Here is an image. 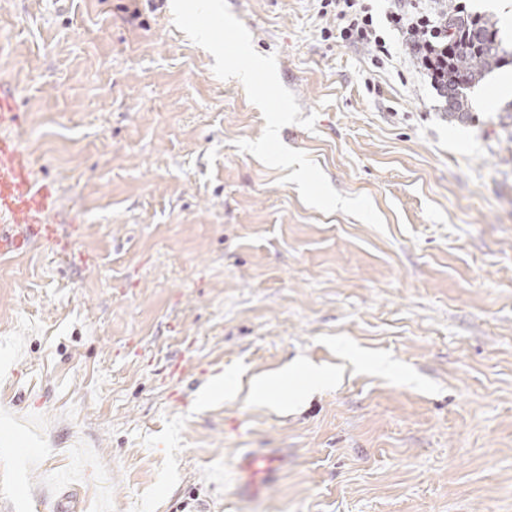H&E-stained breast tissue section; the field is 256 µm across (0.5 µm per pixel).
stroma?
I'll return each mask as SVG.
<instances>
[{
  "instance_id": "1",
  "label": "stroma",
  "mask_w": 512,
  "mask_h": 512,
  "mask_svg": "<svg viewBox=\"0 0 512 512\" xmlns=\"http://www.w3.org/2000/svg\"><path fill=\"white\" fill-rule=\"evenodd\" d=\"M227 4L316 117L282 142L386 229L237 148L262 113L171 0H0V137L59 224L0 257V512H512V98L488 73L451 122L317 0ZM299 362L341 379L200 401ZM253 451L284 463L246 497Z\"/></svg>"
}]
</instances>
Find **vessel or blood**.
I'll use <instances>...</instances> for the list:
<instances>
[{"label": "vessel or blood", "instance_id": "1", "mask_svg": "<svg viewBox=\"0 0 512 512\" xmlns=\"http://www.w3.org/2000/svg\"><path fill=\"white\" fill-rule=\"evenodd\" d=\"M56 206L53 184H34L31 164L18 142L0 138V257L28 250L56 233L50 217Z\"/></svg>", "mask_w": 512, "mask_h": 512}]
</instances>
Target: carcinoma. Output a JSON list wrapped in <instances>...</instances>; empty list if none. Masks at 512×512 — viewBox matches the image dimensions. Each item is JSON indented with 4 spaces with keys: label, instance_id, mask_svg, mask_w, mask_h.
I'll use <instances>...</instances> for the list:
<instances>
[{
    "label": "carcinoma",
    "instance_id": "obj_1",
    "mask_svg": "<svg viewBox=\"0 0 512 512\" xmlns=\"http://www.w3.org/2000/svg\"><path fill=\"white\" fill-rule=\"evenodd\" d=\"M448 27L454 29L448 37V84L443 89L446 115L449 120L465 122L472 119L468 107V91L484 76L512 60L505 50L499 29L489 18L464 17L453 4H448Z\"/></svg>",
    "mask_w": 512,
    "mask_h": 512
}]
</instances>
